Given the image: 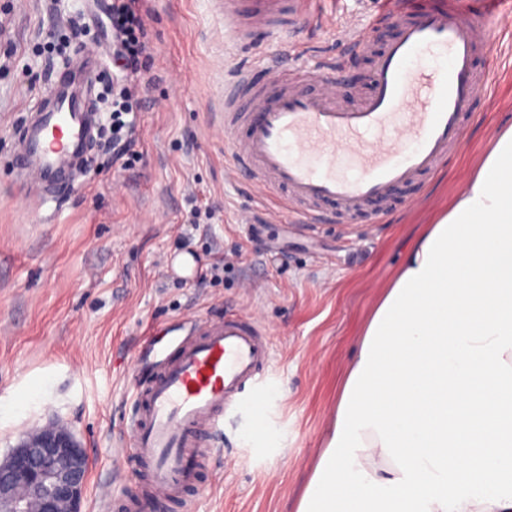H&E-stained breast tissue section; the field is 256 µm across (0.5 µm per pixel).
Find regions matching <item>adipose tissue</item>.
Returning <instances> with one entry per match:
<instances>
[{"instance_id": "ef3b65f1", "label": "adipose tissue", "mask_w": 512, "mask_h": 512, "mask_svg": "<svg viewBox=\"0 0 512 512\" xmlns=\"http://www.w3.org/2000/svg\"><path fill=\"white\" fill-rule=\"evenodd\" d=\"M297 512H512V125L366 322Z\"/></svg>"}]
</instances>
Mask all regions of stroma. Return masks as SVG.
Returning a JSON list of instances; mask_svg holds the SVG:
<instances>
[{"label": "stroma", "instance_id": "1", "mask_svg": "<svg viewBox=\"0 0 512 512\" xmlns=\"http://www.w3.org/2000/svg\"><path fill=\"white\" fill-rule=\"evenodd\" d=\"M309 2L317 22L300 17L243 41L224 26V0H148L151 85L131 135L134 165L94 153L76 190L37 209L13 167L17 132L48 72L78 42L95 41L98 21L89 0H27L22 9L0 0V455L46 422L66 425L89 457L84 512H114L99 488L124 460L135 361L218 303L259 319L269 358L225 418L219 450L200 460L204 486L191 512H296L365 323L459 179L512 124L510 30L480 57L487 84L446 164L397 191L382 220L367 210L304 224L279 199L255 198L248 175H225V83L271 56L313 73L368 30L365 51L336 75L343 104H353L395 37L370 27L379 0ZM181 253L200 274L167 272L165 260ZM260 397L261 416L252 406ZM260 424L280 449L254 451L247 436Z\"/></svg>", "mask_w": 512, "mask_h": 512}]
</instances>
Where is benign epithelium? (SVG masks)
Returning a JSON list of instances; mask_svg holds the SVG:
<instances>
[{"label": "benign epithelium", "instance_id": "1", "mask_svg": "<svg viewBox=\"0 0 512 512\" xmlns=\"http://www.w3.org/2000/svg\"><path fill=\"white\" fill-rule=\"evenodd\" d=\"M88 465L67 427H42L0 459V512H82Z\"/></svg>", "mask_w": 512, "mask_h": 512}]
</instances>
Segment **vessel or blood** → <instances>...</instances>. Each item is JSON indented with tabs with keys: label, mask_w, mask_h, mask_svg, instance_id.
I'll list each match as a JSON object with an SVG mask.
<instances>
[{
	"label": "vessel or blood",
	"mask_w": 512,
	"mask_h": 512,
	"mask_svg": "<svg viewBox=\"0 0 512 512\" xmlns=\"http://www.w3.org/2000/svg\"><path fill=\"white\" fill-rule=\"evenodd\" d=\"M378 21L398 22L399 32L376 57L371 90L356 105H336L340 65L332 60L308 75L270 58L262 86L244 69L225 87L228 172L249 174L256 197L282 195L289 212L316 223L322 204L355 213L434 174L470 118L484 84L477 58L494 29L512 23V0H386ZM101 60L100 47L77 49L53 70L48 101L18 132L15 171L37 200L68 191L97 145L93 73ZM311 78L320 93L304 89ZM267 352L266 331L252 316L199 321L149 383L134 386L135 468L116 470L101 490L105 499L118 500L139 471L136 512L190 505L198 461L213 451L208 437L223 433L226 411L255 382Z\"/></svg>",
	"instance_id": "vessel-or-blood-1"
}]
</instances>
